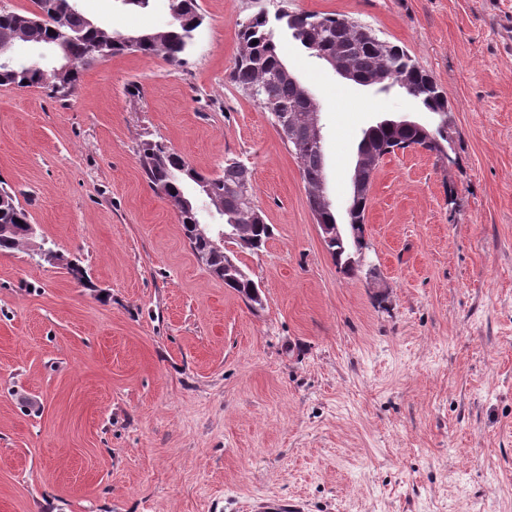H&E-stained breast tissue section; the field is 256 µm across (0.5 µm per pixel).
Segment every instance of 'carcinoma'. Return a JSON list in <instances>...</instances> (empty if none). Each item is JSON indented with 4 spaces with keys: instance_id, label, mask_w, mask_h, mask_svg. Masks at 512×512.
<instances>
[{
    "instance_id": "carcinoma-1",
    "label": "carcinoma",
    "mask_w": 512,
    "mask_h": 512,
    "mask_svg": "<svg viewBox=\"0 0 512 512\" xmlns=\"http://www.w3.org/2000/svg\"><path fill=\"white\" fill-rule=\"evenodd\" d=\"M169 2L172 21L167 28L126 34L110 33L86 18L77 9L76 0H35L37 11L34 13L0 11V46L11 47L17 41H24L52 48L63 39L71 59L69 69L59 76L42 66L33 68L29 63L0 70V85L40 87L55 97H67L78 85V66L88 64L95 57L102 58L101 49L111 51L113 56L129 52L128 40L137 42L136 53L144 56L161 54L168 62L179 63L203 17L197 0ZM347 22L346 18L325 13L281 12L275 15L273 23L262 11L251 15L240 24L237 33L241 51L231 73L232 82L247 96L254 87L267 84L266 93L255 102L264 111L280 112L284 119L305 128L314 112V104L304 96L301 83L280 75L286 68L277 44L283 31L316 58H331L382 91L395 85L413 90L415 100L427 111L439 115L441 125H448V99L434 78L400 46L389 42L384 48L377 49L372 46L374 35L370 31L361 26L351 32L346 29ZM431 134L438 136L440 144L448 142L437 128L398 129L377 124L369 139L360 140L358 150L371 152L383 144L391 147L401 144L405 148L418 145L436 154L440 147L429 141ZM290 149L299 164L315 222L336 223L333 210L326 208L323 151L306 136L298 142H290ZM138 154L147 181L177 210L179 223L194 255L205 250V244L193 238L191 229V225L200 223L199 200L213 206L224 223L246 228L249 236L259 242L251 250L263 248L271 238L273 227L266 223L262 211L254 204H241L234 193V188L252 175L244 163L226 160L220 174L207 176L162 140L141 142ZM188 182L198 188L199 200L185 195L184 185ZM28 225L29 214L16 196L0 187V252L36 247V237L28 232ZM325 246L343 274H355L350 258L354 257L356 249L351 241L327 242Z\"/></svg>"
}]
</instances>
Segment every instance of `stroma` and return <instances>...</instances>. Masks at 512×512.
I'll return each instance as SVG.
<instances>
[{
	"label": "stroma",
	"mask_w": 512,
	"mask_h": 512,
	"mask_svg": "<svg viewBox=\"0 0 512 512\" xmlns=\"http://www.w3.org/2000/svg\"><path fill=\"white\" fill-rule=\"evenodd\" d=\"M198 3L181 64L96 59L64 100L0 86V186L58 254L0 252V512H512V0ZM78 6L123 33L171 21L168 0ZM260 10L358 21L448 98V159L381 161L353 276L269 114L230 79L238 24ZM280 46L319 104L347 223L364 130L439 117ZM157 137L204 174L252 169L273 234L235 254L261 308L206 270L151 188L137 145ZM324 242L340 271L347 276L354 275L356 270L349 262L350 258H354L356 253L352 242L347 239H343L342 244L336 243L335 241L330 243L324 240Z\"/></svg>",
	"instance_id": "stroma-1"
}]
</instances>
